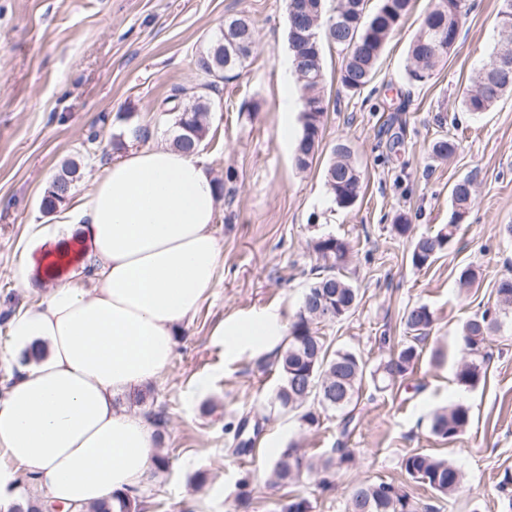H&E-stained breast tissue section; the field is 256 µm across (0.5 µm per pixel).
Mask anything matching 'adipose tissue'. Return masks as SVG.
<instances>
[{"instance_id": "1", "label": "adipose tissue", "mask_w": 512, "mask_h": 512, "mask_svg": "<svg viewBox=\"0 0 512 512\" xmlns=\"http://www.w3.org/2000/svg\"><path fill=\"white\" fill-rule=\"evenodd\" d=\"M219 202L199 155L131 147L55 223L30 225L12 274L48 293L0 344L16 361L0 399V497L18 501L24 478L88 512L148 484L154 428L116 399L161 378L214 288Z\"/></svg>"}]
</instances>
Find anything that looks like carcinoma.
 Wrapping results in <instances>:
<instances>
[{"mask_svg":"<svg viewBox=\"0 0 512 512\" xmlns=\"http://www.w3.org/2000/svg\"><path fill=\"white\" fill-rule=\"evenodd\" d=\"M319 6L314 13L317 23L310 30L314 44L325 56V49L334 48L342 54L339 81L348 92H357L373 79L377 62L395 28L407 14L411 0H379L373 12L366 11L367 0H336V7L329 9L327 0H300ZM467 14L465 0H435L433 8L424 16L408 52L406 72L410 80L423 82L436 65L448 55L445 49L435 50L437 27L445 25L453 38H459L462 18ZM256 42V31L242 17L224 20V31L217 34L207 49L196 60L197 70L204 82L192 95L190 110H185L178 89L162 100L158 111L164 113L174 128L172 145L186 153L200 149L206 137L209 114L212 109L210 93L219 91V84L236 77L251 57L250 46ZM294 73L300 85L303 132L296 143L295 167L300 171L310 168L317 159L324 118L325 68L319 65L320 74L305 71L304 62L292 52ZM512 63V35L504 36L493 48L481 71L464 92L463 108L474 114L491 110L507 93H512V71L502 73L499 63ZM126 122L125 129L113 136L117 149L125 139L140 141L148 137V130L130 123L131 114L119 115ZM458 147L451 136L438 138L432 151L438 157L453 155ZM80 178L76 163L64 165L55 175L43 196L42 204L49 212L64 202L55 196V188L74 185ZM325 183L334 201L347 208L359 197L360 172L352 160L351 148L339 142L331 148L325 169ZM473 198L472 181L463 178L451 190V207L465 213ZM459 224L444 225L435 233L414 238L410 246V261L414 268L431 266L444 251L442 243H450ZM312 250L319 263L310 269V281L301 305L278 348L277 365L282 383L270 401L271 410L279 413L294 412L307 427L320 425V414L311 409L318 405L322 412L340 418L344 425L353 422V413L362 397L363 387L370 384L379 392L390 388L419 359L434 324V314L425 305L404 311L401 323L402 336L399 350L374 367L369 366L359 353L337 347L320 333V327L340 322L356 310L359 304L358 289L345 275L350 251L349 243L333 235L317 237ZM508 321H512V277L497 282L494 303L481 313L468 318L459 332V344L469 359L456 370V380L465 388H475L486 378L484 364L488 353L487 337ZM470 410L462 404H451L434 413L431 432L443 440H455L469 427ZM259 434V423H250L247 415L237 419L231 455H247L253 450L254 436ZM354 461L347 448H332L330 452L312 461L297 449H285L274 462L270 478L272 483L287 486L302 476L312 474L319 487L327 489L337 470ZM406 474L415 482L429 487L441 497L456 494L462 484L461 472L444 459L424 453H412L403 459ZM145 496L116 494L112 501L91 508V512H142ZM432 506L412 497L402 487L388 482H360L346 496L345 512H430Z\"/></svg>","mask_w":512,"mask_h":512,"instance_id":"cac0c4a2","label":"carcinoma"}]
</instances>
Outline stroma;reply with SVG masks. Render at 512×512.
<instances>
[{
  "instance_id": "35a3bbf8",
  "label": "stroma",
  "mask_w": 512,
  "mask_h": 512,
  "mask_svg": "<svg viewBox=\"0 0 512 512\" xmlns=\"http://www.w3.org/2000/svg\"><path fill=\"white\" fill-rule=\"evenodd\" d=\"M471 2L458 43L427 81L409 80L406 55L431 0H412L360 92L342 91L341 57L326 53L321 148L348 143L362 177L346 209L325 185L323 160L305 171L294 165L302 118L284 110L295 85L285 66V0H0V313L44 298V289L19 288L12 269L26 226L54 221L41 200L62 165L79 162L72 195H87L104 156L116 154L112 136L124 113L148 129L149 144L171 141L158 102L201 83L196 58L226 17H245L258 31L246 67L215 98L201 150L224 185L212 226L224 257L220 278L181 326L174 359L138 407L164 410L167 418L169 467L150 482L145 512H280L291 496L306 498L311 512H343L348 491L364 480L406 486L437 512H512L498 490L512 472V329L490 336L484 382L467 389L455 379L462 323L492 304L500 279L512 277V238L500 232L512 224V96L481 115L461 104L501 38L499 0ZM92 131L101 149L94 158L82 150ZM446 134L459 147L441 160L431 144ZM466 177L474 198L456 239L430 267L413 268L407 239L392 230L397 216L409 218L412 235L436 231L450 218L452 185ZM325 234L350 242L347 274L361 293L354 313L325 327L335 345L373 365L396 351L406 308L427 306L435 322L404 378L383 393L364 388L350 426L332 416L306 428L267 407L281 383L274 354L255 344L227 347L216 330L262 316L289 325L316 262L310 243ZM468 266L478 278L465 288L459 274ZM202 377L209 386L200 392ZM456 402L469 407V428L452 441L434 436L433 412ZM242 411L262 430L254 452L234 458L226 454V428ZM339 442L355 462L338 472L334 490L321 491L307 477L288 487L269 484V469L288 446L310 457ZM416 452L455 463L464 475L456 497L439 498L409 479L402 461Z\"/></svg>"
}]
</instances>
